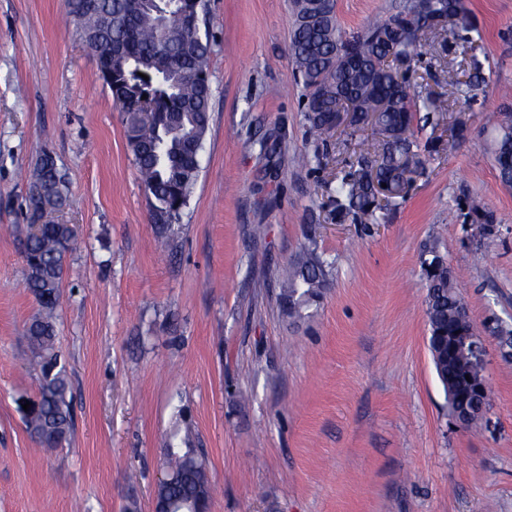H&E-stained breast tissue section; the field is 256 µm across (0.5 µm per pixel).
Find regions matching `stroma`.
Masks as SVG:
<instances>
[{"mask_svg":"<svg viewBox=\"0 0 512 512\" xmlns=\"http://www.w3.org/2000/svg\"><path fill=\"white\" fill-rule=\"evenodd\" d=\"M403 0H335L353 36ZM481 91L460 137L419 119L422 167L372 221L336 217V186L371 130L313 141L289 51L291 0H205L210 123L178 220L154 215L94 56L65 0H0V512H152L162 450L190 434L210 512H512V186L491 153L512 113V0H464ZM464 65L451 30L411 78L437 94ZM50 153L75 225L57 310L73 426L45 448L26 425L39 306L25 284L26 198ZM448 263L485 346L479 423L448 413L428 346L422 265ZM330 272L301 314L278 275L309 253Z\"/></svg>","mask_w":512,"mask_h":512,"instance_id":"35a3bbf8","label":"stroma"}]
</instances>
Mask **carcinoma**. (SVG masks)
Masks as SVG:
<instances>
[{
    "instance_id": "cac0c4a2",
    "label": "carcinoma",
    "mask_w": 512,
    "mask_h": 512,
    "mask_svg": "<svg viewBox=\"0 0 512 512\" xmlns=\"http://www.w3.org/2000/svg\"><path fill=\"white\" fill-rule=\"evenodd\" d=\"M322 8L312 21L302 22L313 0H294L295 25L290 51L303 83L309 90L307 121L310 134L320 139L335 129L332 114L342 96L356 103L352 124L368 125L378 136V175L386 178L413 173L420 166L418 143L411 128L415 112L425 108L439 117L448 107L475 98L479 84L475 78L448 81L444 93L417 103L411 94L410 78L401 76L386 58L406 64V71L420 56L422 39L414 31L423 27L424 14L418 0H407L403 9L376 21L346 38L339 28L333 0H319ZM135 0H68L70 21L76 34L96 56L98 67L112 57V75L107 85L113 101L125 112V137L134 157L146 193L154 208L170 221L179 216L178 203H186L199 173V160L192 149L204 143L209 129L212 90L208 77L209 42L176 12L160 29L150 10L137 11ZM459 11L461 29L470 32L463 0H432L431 11L449 7ZM147 96L152 122L141 112L142 96ZM493 159L501 181L512 185V120L500 125L493 144ZM368 159L360 155L354 170L336 187V213L354 211L377 219L384 205L374 200L369 180ZM69 205L65 179L53 157L42 155L32 175L29 210L33 221L47 212ZM76 239L69 224L45 222L38 235L27 232L24 239L27 259L26 285L41 307L39 317L26 327L33 360L40 368L38 409L28 424L40 442L59 446L70 434L72 417L67 399L69 382L55 352L54 314L61 298L64 259ZM328 264L310 255L282 272L280 301L291 313H300L319 298L328 276ZM426 316L429 344L446 336L459 346L448 355L437 375L463 387L448 398L450 410L465 405L469 388L486 382L484 361L475 357L466 337L476 335L463 307L454 277L444 259L435 254L424 262ZM172 480L159 482L155 498L170 503L172 512H187L189 502L209 508L211 481L204 453L195 448L169 445L164 454Z\"/></svg>"
}]
</instances>
